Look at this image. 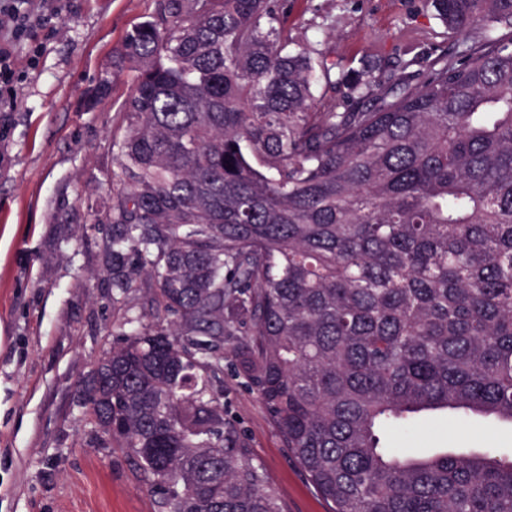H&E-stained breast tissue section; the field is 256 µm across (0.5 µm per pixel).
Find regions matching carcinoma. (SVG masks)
I'll return each instance as SVG.
<instances>
[{
  "label": "carcinoma",
  "mask_w": 512,
  "mask_h": 512,
  "mask_svg": "<svg viewBox=\"0 0 512 512\" xmlns=\"http://www.w3.org/2000/svg\"><path fill=\"white\" fill-rule=\"evenodd\" d=\"M386 77L285 0H159L94 214L112 331L78 393L164 512H282L224 414V350L330 512H512V458L387 448L447 410L512 423V0H426Z\"/></svg>",
  "instance_id": "carcinoma-1"
}]
</instances>
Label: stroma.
I'll list each match as a JSON object with an SVG mask.
<instances>
[{"mask_svg":"<svg viewBox=\"0 0 512 512\" xmlns=\"http://www.w3.org/2000/svg\"><path fill=\"white\" fill-rule=\"evenodd\" d=\"M158 0H51L56 14L11 46L0 77V512H160L126 453L90 440L76 404L112 320L88 207L112 187V132L131 88L112 56ZM333 20L325 49L381 75L404 59L403 28L436 26L425 0H288L290 22ZM111 91L87 96L103 79ZM224 411L286 512H327L257 392L224 355ZM455 429V443L443 435ZM390 447L512 457V425L436 413Z\"/></svg>","mask_w":512,"mask_h":512,"instance_id":"1","label":"stroma"}]
</instances>
